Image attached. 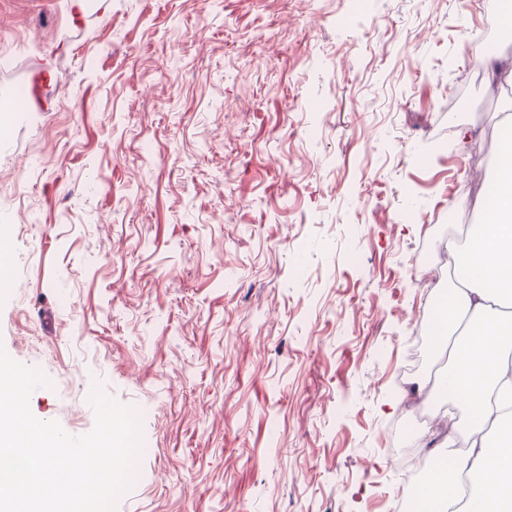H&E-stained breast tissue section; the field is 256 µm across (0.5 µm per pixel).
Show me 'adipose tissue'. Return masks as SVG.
<instances>
[{"mask_svg": "<svg viewBox=\"0 0 512 512\" xmlns=\"http://www.w3.org/2000/svg\"><path fill=\"white\" fill-rule=\"evenodd\" d=\"M488 198L467 232L451 292L430 294L429 333L446 365L433 390L455 408L462 453H437L412 496L419 512H512V144H501Z\"/></svg>", "mask_w": 512, "mask_h": 512, "instance_id": "adipose-tissue-1", "label": "adipose tissue"}]
</instances>
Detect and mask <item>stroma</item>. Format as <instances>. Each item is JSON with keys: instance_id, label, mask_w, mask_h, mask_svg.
I'll use <instances>...</instances> for the list:
<instances>
[{"instance_id": "obj_1", "label": "stroma", "mask_w": 512, "mask_h": 512, "mask_svg": "<svg viewBox=\"0 0 512 512\" xmlns=\"http://www.w3.org/2000/svg\"><path fill=\"white\" fill-rule=\"evenodd\" d=\"M496 7L0 0V94L52 75L0 120V346L70 434L96 380L141 412L117 512H395L387 428L446 409L402 370L512 111ZM479 61L487 72L489 83L508 80L512 82V63L505 64L492 57H479Z\"/></svg>"}]
</instances>
